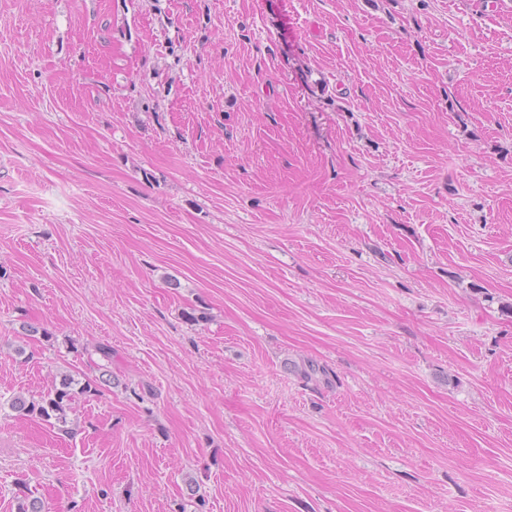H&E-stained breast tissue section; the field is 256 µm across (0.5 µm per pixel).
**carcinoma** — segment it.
Returning a JSON list of instances; mask_svg holds the SVG:
<instances>
[{
    "label": "carcinoma",
    "mask_w": 512,
    "mask_h": 512,
    "mask_svg": "<svg viewBox=\"0 0 512 512\" xmlns=\"http://www.w3.org/2000/svg\"><path fill=\"white\" fill-rule=\"evenodd\" d=\"M92 392H97L95 381H81L65 373L52 381L51 387L38 398L16 396L11 400L10 407L17 412L34 415L51 427L68 433L71 431L69 414L75 412L78 400Z\"/></svg>",
    "instance_id": "carcinoma-1"
}]
</instances>
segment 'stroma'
<instances>
[{
	"instance_id": "1",
	"label": "stroma",
	"mask_w": 512,
	"mask_h": 512,
	"mask_svg": "<svg viewBox=\"0 0 512 512\" xmlns=\"http://www.w3.org/2000/svg\"><path fill=\"white\" fill-rule=\"evenodd\" d=\"M63 373L71 433L10 408ZM23 489L512 512V0H0Z\"/></svg>"
}]
</instances>
